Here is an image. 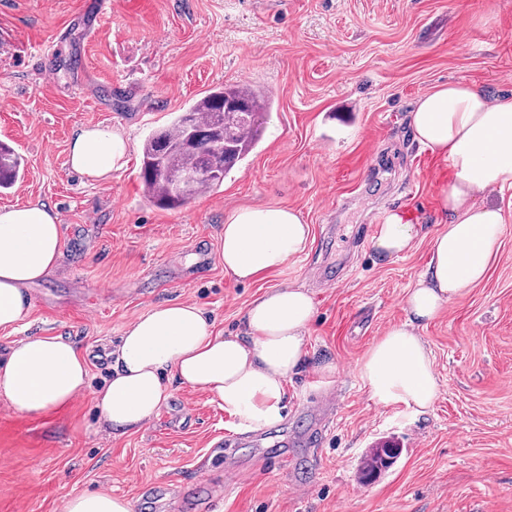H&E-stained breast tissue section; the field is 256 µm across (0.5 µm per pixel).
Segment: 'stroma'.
<instances>
[{
	"mask_svg": "<svg viewBox=\"0 0 512 512\" xmlns=\"http://www.w3.org/2000/svg\"><path fill=\"white\" fill-rule=\"evenodd\" d=\"M82 7L0 0V141L25 160L0 207L44 202L62 225L58 265L30 288L27 319L0 330V352L62 336L89 367L88 388L46 415L0 395V512H65L82 491L123 497L131 512H512V223L487 278L419 331L439 382L429 408L376 405L358 376L403 321L443 227L433 186L448 171L415 141L410 109L448 81L512 97V0H112L92 36ZM49 48L52 78L37 61ZM219 83L271 97L257 144L220 187L159 209L140 178L143 143ZM99 123L129 135L131 158L92 183L68 144ZM253 205L297 209L311 236L279 273L242 284L224 273V221ZM383 206L427 237L381 255ZM288 284L313 294L316 314L279 425L243 430L176 381L142 429L101 424L94 394L136 317L189 302L228 334L255 297ZM327 362L333 375L319 371ZM287 440V460H267ZM385 444L398 458L362 483L364 457ZM148 482L159 488L149 503Z\"/></svg>",
	"mask_w": 512,
	"mask_h": 512,
	"instance_id": "stroma-1",
	"label": "stroma"
}]
</instances>
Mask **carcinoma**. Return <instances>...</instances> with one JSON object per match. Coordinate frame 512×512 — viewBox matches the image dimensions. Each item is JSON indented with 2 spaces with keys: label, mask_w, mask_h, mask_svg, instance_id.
<instances>
[{
  "label": "carcinoma",
  "mask_w": 512,
  "mask_h": 512,
  "mask_svg": "<svg viewBox=\"0 0 512 512\" xmlns=\"http://www.w3.org/2000/svg\"><path fill=\"white\" fill-rule=\"evenodd\" d=\"M270 97L248 86L220 84L209 89L185 110L176 113L165 127L144 142L141 178L149 200L163 209H177L204 190H212L236 164L243 161L258 140V124L242 125L235 120L234 106L242 105L255 115L270 107ZM205 166L214 175L198 182L189 193L175 184L188 169ZM24 172V159L0 144V190L10 189ZM399 449L375 448L363 462L366 481L389 468Z\"/></svg>",
  "instance_id": "cac0c4a2"
}]
</instances>
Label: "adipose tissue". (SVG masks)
<instances>
[{"label": "adipose tissue", "instance_id": "ef3b65f1", "mask_svg": "<svg viewBox=\"0 0 512 512\" xmlns=\"http://www.w3.org/2000/svg\"><path fill=\"white\" fill-rule=\"evenodd\" d=\"M416 141L448 170L434 197L448 224L435 233L425 271L410 289L406 318L369 348L358 375L379 405L419 411L439 393L433 360L418 330L482 281L507 218L492 194L512 190V99L476 85L439 83L409 114ZM69 161L86 180L105 181L129 163L126 135L84 126L69 141ZM422 232L408 215L387 212L374 245L384 255L410 251ZM311 228L294 209L247 206L224 221V273L248 282L279 270L307 249ZM56 211L41 203L0 208V329L30 312L28 288L50 274L60 254ZM315 301L304 287L271 288L247 307L237 334L224 335L194 304L168 301L137 317L111 352L112 377L97 393L102 424L123 434L143 427L168 398V380L211 395L247 430L281 422L286 383L302 367ZM88 366L61 336H30L0 357V394L25 415L67 406L82 393Z\"/></svg>", "mask_w": 512, "mask_h": 512}]
</instances>
